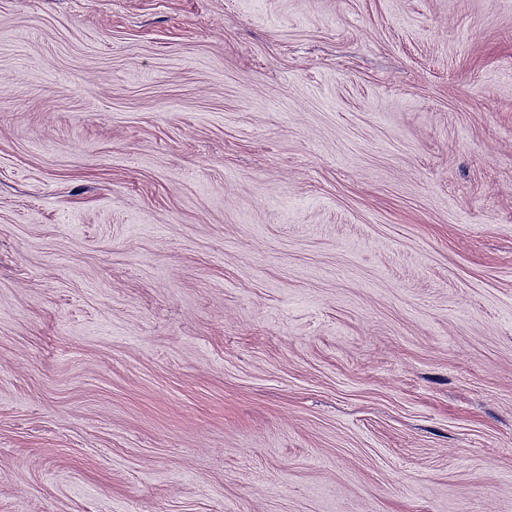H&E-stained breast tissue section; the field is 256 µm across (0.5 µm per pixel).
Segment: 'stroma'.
Masks as SVG:
<instances>
[{
  "label": "stroma",
  "mask_w": 512,
  "mask_h": 512,
  "mask_svg": "<svg viewBox=\"0 0 512 512\" xmlns=\"http://www.w3.org/2000/svg\"><path fill=\"white\" fill-rule=\"evenodd\" d=\"M0 512H512V0H0Z\"/></svg>",
  "instance_id": "obj_1"
}]
</instances>
